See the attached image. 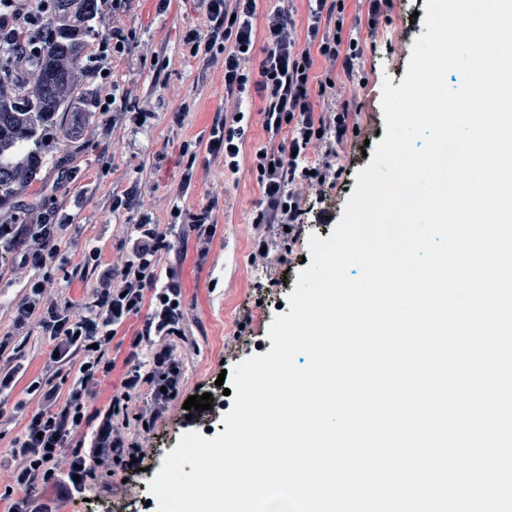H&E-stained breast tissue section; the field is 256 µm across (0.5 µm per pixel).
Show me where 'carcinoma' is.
<instances>
[{"instance_id": "1", "label": "carcinoma", "mask_w": 512, "mask_h": 512, "mask_svg": "<svg viewBox=\"0 0 512 512\" xmlns=\"http://www.w3.org/2000/svg\"><path fill=\"white\" fill-rule=\"evenodd\" d=\"M96 10V0H55L46 55L33 63L35 83L0 71V210L35 181L44 142L60 127L58 113L72 110L66 92L74 89L81 39Z\"/></svg>"}]
</instances>
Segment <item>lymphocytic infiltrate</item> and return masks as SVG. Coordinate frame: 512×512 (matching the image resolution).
I'll list each match as a JSON object with an SVG mask.
<instances>
[{"mask_svg": "<svg viewBox=\"0 0 512 512\" xmlns=\"http://www.w3.org/2000/svg\"><path fill=\"white\" fill-rule=\"evenodd\" d=\"M51 6L52 0H0V54H7L16 63L41 55L47 32L43 18ZM255 9V0H207V30L190 37L194 52L211 63L222 64L224 92L231 98H242L251 82L245 63L255 43ZM343 11V0H309V44L305 47L299 46L292 33L290 11H274L265 32V57L254 81L265 100L263 129L273 145L253 158L251 171L264 197L253 222L286 228L292 241L304 229L298 186L336 179L331 160L349 130L348 109L331 116L315 115L313 98L325 96L329 84L314 81L311 75L315 58L346 69L357 59V41L341 38ZM246 120L245 112L239 110L233 116V126H215L207 146L209 154L237 167ZM317 149L322 152L321 162L306 164L308 152ZM135 231L120 279L103 274L101 288L95 289L83 312L56 304L40 313L31 302L16 308L15 324L21 327L38 319L58 354V364L73 363L77 369L66 395L38 381L28 388L29 395L40 398L41 408L12 443L18 460L13 482L21 495L12 503L11 512H53L50 505L34 498L39 484H52L58 498H75L85 494L95 468L119 458L130 469L135 461L145 458L146 449L127 447L125 434L113 424L108 412L103 414L89 447L71 446L89 422L86 404L91 384L112 370L111 361L105 358L107 346L117 328L139 314L143 305H150L152 312L138 339L153 342V368L145 374L139 365L128 367L121 380V397L130 399L143 384L153 385L150 404L136 416L139 423L151 426L168 411L173 395L180 390L181 363L166 339L179 334L184 318L181 284L173 276L165 285L157 283V254L168 246L158 225L139 224Z\"/></svg>", "mask_w": 512, "mask_h": 512, "instance_id": "lymphocytic-infiltrate-1", "label": "lymphocytic infiltrate"}]
</instances>
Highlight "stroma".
I'll list each match as a JSON object with an SVG mask.
<instances>
[{"instance_id":"stroma-1","label":"stroma","mask_w":512,"mask_h":512,"mask_svg":"<svg viewBox=\"0 0 512 512\" xmlns=\"http://www.w3.org/2000/svg\"><path fill=\"white\" fill-rule=\"evenodd\" d=\"M98 11L85 38V57L104 58L108 72L83 71L75 78L81 112L65 114L63 126L80 122L74 137L56 136L45 151L39 179L10 209L14 224H50L58 255L41 296L29 288L36 271L23 260V247L0 240V369H16L11 391L0 394V512L13 497L10 472L12 442L40 405L28 395L34 381L67 391L74 372L52 363V343L38 321L14 323L19 303L34 301L38 310L71 303L81 311L99 285L98 270L121 272L131 248V234L141 217H150L166 234L169 249L160 252L157 276L176 271L183 287L181 335L170 337L183 369V387L170 410L151 431L142 470L99 468L85 497L59 500L57 512H140L149 483L165 456L188 429L181 408L188 397L213 388L221 370L272 347L268 331L274 317L289 313L288 296L309 257V238L331 236L356 186V174L369 165L368 155L380 142L385 121L381 107L384 82L399 86L415 39L424 33L412 14H425L426 0H391L377 26H369L366 0H344L343 39H356L361 59L354 70L329 68L315 58L312 74L332 80L339 100L348 101L358 133L337 148L336 166L343 174L332 186H303L305 229L292 244L280 243L279 262H253V217L262 189L251 172L255 152L266 146L260 111L265 101L250 90L248 130L237 171L211 159L207 143L216 121L225 116L224 75L193 56L190 31L205 32L203 0H97ZM115 18L125 48L115 50L112 32L102 26ZM112 84L118 97L101 110L99 94ZM192 180H185L186 169ZM212 205L216 232L206 259L182 224L171 221L172 206L198 212ZM99 253L98 270L84 268L91 251ZM148 310L118 328L105 357L110 375L99 379L87 404L88 415L106 410L119 389L129 359L150 367L149 345L135 346Z\"/></svg>"}]
</instances>
